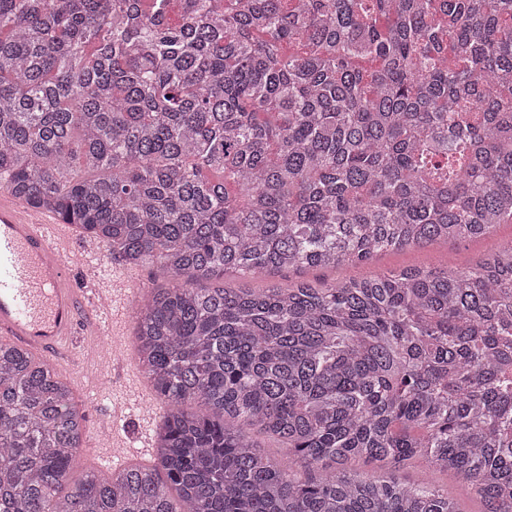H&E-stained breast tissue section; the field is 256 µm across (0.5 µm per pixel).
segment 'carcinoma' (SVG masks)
<instances>
[{
  "label": "carcinoma",
  "instance_id": "obj_1",
  "mask_svg": "<svg viewBox=\"0 0 512 512\" xmlns=\"http://www.w3.org/2000/svg\"><path fill=\"white\" fill-rule=\"evenodd\" d=\"M0 188L155 267L136 356L168 405L153 465L71 485V387L0 342V512H459L346 468L417 456L512 512V243L218 285L512 223V0H0ZM512 241V224H499L493 231L479 239L460 243H434L424 247H410L383 252L371 260L346 264L336 270L308 269L299 274L274 273L266 279L244 280L237 275L228 274L224 284L228 288L246 285L251 288H265L268 285L287 287L297 281L308 280L317 283H330L352 278H370L381 271L400 270L421 267L442 270L452 260L458 267L466 269L475 261L491 252L500 249Z\"/></svg>",
  "mask_w": 512,
  "mask_h": 512
}]
</instances>
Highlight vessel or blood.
Returning <instances> with one entry per match:
<instances>
[{
	"instance_id": "b4317fda",
	"label": "vessel or blood",
	"mask_w": 512,
	"mask_h": 512,
	"mask_svg": "<svg viewBox=\"0 0 512 512\" xmlns=\"http://www.w3.org/2000/svg\"><path fill=\"white\" fill-rule=\"evenodd\" d=\"M71 225L26 213L0 191V336L32 350L50 365L75 358L81 337L109 335V314H122L127 289L89 266L84 288L68 270Z\"/></svg>"
}]
</instances>
